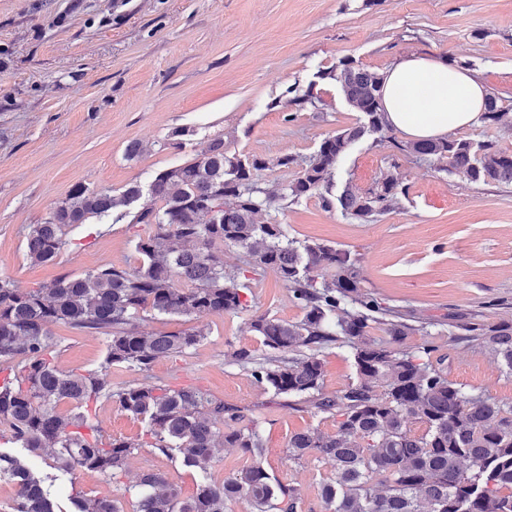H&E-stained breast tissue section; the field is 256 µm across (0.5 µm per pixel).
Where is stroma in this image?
Listing matches in <instances>:
<instances>
[{
    "label": "stroma",
    "mask_w": 512,
    "mask_h": 512,
    "mask_svg": "<svg viewBox=\"0 0 512 512\" xmlns=\"http://www.w3.org/2000/svg\"><path fill=\"white\" fill-rule=\"evenodd\" d=\"M411 54L453 57L512 107V0H0V277L26 291L105 264L137 267L139 225L89 219L46 265L27 259L25 237L73 185L116 192L133 181L149 185L220 135L227 154L270 163L257 182L276 200L261 222L358 254L365 292L414 326L408 345L432 341L450 380L512 403V374L458 339L468 323L512 321V183H473L441 171L437 161L399 153L393 143L404 135L395 130L363 137L331 182L337 192L348 184L366 189L394 170L406 190L400 209L362 224L341 208L325 209L316 196L279 198L296 171L276 166L278 157L305 159L326 136L360 121L339 84L320 72L349 57L384 73ZM308 92L314 103L291 105V97ZM133 142L143 146L135 156L127 152ZM246 298L277 319L301 317L274 272L251 280ZM140 326L189 330L201 340L157 358L146 372L113 367V388L197 387L249 410L261 423L267 472L299 488L304 507H317L329 468L312 456L288 461L284 448L291 434L332 432L336 421L264 391L232 363L236 349L263 350L243 316L148 315ZM51 332L49 357L59 369L86 373L103 365L104 335L64 325ZM322 360L323 392L340 393L355 375L349 348H329ZM89 412L105 434L148 439L145 423L115 400L90 402ZM28 463L69 512L75 489L129 505L146 464L186 500L201 475L219 483L246 460L222 447L202 473L176 457L137 453L113 479L65 475L38 457Z\"/></svg>",
    "instance_id": "35a3bbf8"
}]
</instances>
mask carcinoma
I'll use <instances>...</instances> for the list:
<instances>
[{"label": "carcinoma", "mask_w": 512, "mask_h": 512, "mask_svg": "<svg viewBox=\"0 0 512 512\" xmlns=\"http://www.w3.org/2000/svg\"><path fill=\"white\" fill-rule=\"evenodd\" d=\"M336 81L360 122L324 138L301 164L279 199L317 195L325 208L341 210L368 223L399 206L405 192L387 170L374 186L347 185L332 194L336 164L365 135L391 130L382 89L384 75L344 59L320 74ZM509 113L496 94L485 99L481 123L502 124ZM401 153L434 159L440 169L473 183H512V151L490 140L442 137L394 141ZM269 162L224 152L214 138L201 155L158 172L150 195L162 206H141L142 188L132 182L119 194L110 188L74 186L41 224L30 225L26 255L35 264L52 263L68 247L69 234L92 217L115 215L143 224L133 269L102 266L63 275L29 291L0 278V362L17 361L14 379L0 384V439L90 477L113 478L142 448L203 469L219 446L237 448L250 464L221 483L203 481L195 496L180 497L158 471L140 475L131 512H227L241 501L248 512H301L300 490L270 477L264 467L259 421L196 388L131 384L112 391L114 365L149 370L159 357L184 353L199 342L193 332L156 334L139 328L141 313L192 316L250 313L246 327L261 339L263 358L248 349L231 353L255 382L277 397L307 404L316 414L336 419V431L308 428L288 437L284 452L300 462L313 456L331 468L321 488L323 512H512V405L502 404L448 379L445 357L427 342L405 341L415 328L403 316L381 308L362 291L360 258L348 249L317 240L297 241L281 224L257 215L274 199L257 184ZM250 257L248 269L224 270V247ZM274 271L292 293L303 316L282 321L251 311L243 299L241 276ZM64 324L94 330L107 339L100 370L81 374L60 370L48 351L50 327ZM385 336H370L372 325ZM464 339L488 351L512 373V322L464 326ZM336 344L353 354L354 380L341 393L322 391L320 353ZM115 399L142 420L151 444L109 438L80 411L99 397ZM69 403L77 411L63 413ZM0 473L16 491L12 512H58L41 480L19 457L0 454ZM73 512H124L112 499L89 501L72 494Z\"/></svg>", "instance_id": "cac0c4a2"}]
</instances>
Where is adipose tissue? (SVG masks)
<instances>
[{
	"instance_id": "ef3b65f1",
	"label": "adipose tissue",
	"mask_w": 512,
	"mask_h": 512,
	"mask_svg": "<svg viewBox=\"0 0 512 512\" xmlns=\"http://www.w3.org/2000/svg\"><path fill=\"white\" fill-rule=\"evenodd\" d=\"M486 96L473 72L412 55L387 71L383 105L393 128L409 139L426 140L479 123Z\"/></svg>"
}]
</instances>
